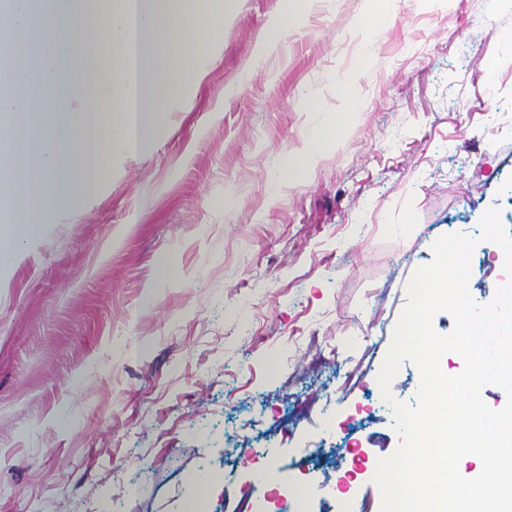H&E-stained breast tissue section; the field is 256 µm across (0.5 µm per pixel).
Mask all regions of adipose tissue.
Wrapping results in <instances>:
<instances>
[{"label": "adipose tissue", "instance_id": "obj_1", "mask_svg": "<svg viewBox=\"0 0 512 512\" xmlns=\"http://www.w3.org/2000/svg\"><path fill=\"white\" fill-rule=\"evenodd\" d=\"M0 5L7 12L10 40L33 45L32 52L0 68V86L11 89L0 96V115L12 130L8 158L0 163V253L14 254L38 230L28 207L31 199L53 188L57 200L47 218L57 223L65 216V198L75 189L94 188L103 176L97 149L101 106L121 118L112 134L113 153L140 152L167 110L163 87L171 59H178L184 75L202 79L207 51L225 20L234 17L237 0H198L180 12L176 23L186 37L181 44L171 41L150 0H113L108 10L101 9L100 0H0ZM138 36L153 46V53L138 62L93 66L85 83L89 96L76 106L57 101L53 116H46L43 100L32 89L53 80L63 52L95 47L102 37L114 47H127ZM70 126L82 128L81 141L57 138L56 128Z\"/></svg>", "mask_w": 512, "mask_h": 512}]
</instances>
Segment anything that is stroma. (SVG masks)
<instances>
[{
  "label": "stroma",
  "mask_w": 512,
  "mask_h": 512,
  "mask_svg": "<svg viewBox=\"0 0 512 512\" xmlns=\"http://www.w3.org/2000/svg\"><path fill=\"white\" fill-rule=\"evenodd\" d=\"M372 6L319 0L263 57L281 0H238L147 148L0 275V512H187L204 478L325 512L318 485L397 447L377 374L407 281L490 206L512 235V0H385L367 31ZM325 139L326 135L323 133L312 135L305 141L302 153L289 156L278 173L279 184L300 178L310 163L320 154Z\"/></svg>",
  "instance_id": "35a3bbf8"
}]
</instances>
